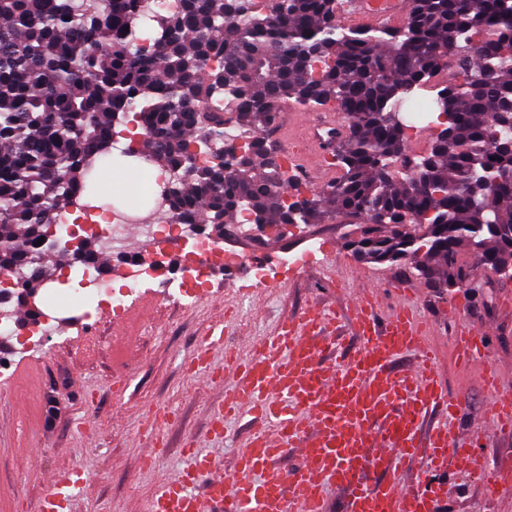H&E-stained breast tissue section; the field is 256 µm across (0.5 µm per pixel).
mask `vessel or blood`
Segmentation results:
<instances>
[{"instance_id":"b4317fda","label":"vessel or blood","mask_w":512,"mask_h":512,"mask_svg":"<svg viewBox=\"0 0 512 512\" xmlns=\"http://www.w3.org/2000/svg\"><path fill=\"white\" fill-rule=\"evenodd\" d=\"M407 0H364L362 15L380 21L405 12ZM316 150L289 155V166L308 177L325 173L328 141L340 133L335 120L304 125ZM404 301L380 315L376 289H362L349 315L361 344L358 358L326 364L315 336L335 333L340 316L315 308L284 316L271 334L255 341L246 355L224 356L223 370L211 354L223 348L224 335L209 331L190 366L202 382L223 383L220 409L210 420L211 440L224 436L228 416L254 421L239 449L236 478L224 475L216 455L187 440L184 464L150 499V512H327L329 493L343 491L346 512H436L448 490L447 466L475 463L487 496L512 488V474L479 462L473 449L455 446L450 421L457 401L448 399L438 380V353L431 327L407 303L408 286H398ZM491 333L486 326H464L453 338L456 361L477 371L491 393V430L512 428V388L503 386L485 355ZM415 355L411 367L394 373L397 361ZM170 415L149 416L143 464L159 462L161 429ZM295 454L294 467L279 466ZM425 461L423 478L405 480L408 465ZM86 480L76 469L49 477L39 512H73Z\"/></svg>"}]
</instances>
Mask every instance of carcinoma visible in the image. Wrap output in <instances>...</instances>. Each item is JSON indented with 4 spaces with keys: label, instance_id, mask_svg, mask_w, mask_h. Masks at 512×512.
Returning <instances> with one entry per match:
<instances>
[{
    "label": "carcinoma",
    "instance_id": "1",
    "mask_svg": "<svg viewBox=\"0 0 512 512\" xmlns=\"http://www.w3.org/2000/svg\"><path fill=\"white\" fill-rule=\"evenodd\" d=\"M0 0V274L27 272L28 297L60 269L55 215L79 204L116 118L135 112L152 141L141 159L175 173L174 224L222 239L239 211L266 224L353 220L344 246L367 264L407 262L446 291L512 267V0H410L401 26H343L340 0H181L136 46L149 0ZM222 59V66L208 67ZM454 61L424 111L452 118L448 138L398 175L406 126L392 114ZM330 107L347 128L340 176L319 187L274 162L268 135L283 106ZM254 133L250 155L200 162L224 123ZM294 200L287 201V189ZM72 264L99 267L92 236Z\"/></svg>",
    "mask_w": 512,
    "mask_h": 512
}]
</instances>
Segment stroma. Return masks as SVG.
Wrapping results in <instances>:
<instances>
[{"instance_id":"35a3bbf8","label":"stroma","mask_w":512,"mask_h":512,"mask_svg":"<svg viewBox=\"0 0 512 512\" xmlns=\"http://www.w3.org/2000/svg\"><path fill=\"white\" fill-rule=\"evenodd\" d=\"M344 223L339 216L300 224L261 249L246 235L225 239L227 251L263 257L264 281L228 288L213 275L186 292L151 278L120 309L105 300L91 316L80 308L55 312L48 342L11 315L12 334L0 347V512H38L46 476L59 468L89 476L76 512H146L154 490L181 467L185 440L209 445L210 414L224 389L200 385L188 365L216 318L227 316L224 338L243 348L270 334L282 315L314 304L346 314L362 288L380 289L381 309L389 311L395 299L388 287L395 283L417 288L413 306L433 327L444 389L461 403L453 441L475 446L488 465L512 470V431L480 438L490 396L452 354L458 325L494 327L488 361L512 385V279L481 273L473 288H425L407 266L367 264L351 255L343 247ZM118 376L127 383L119 396L113 393ZM159 407L174 410L177 419L165 427L164 458L147 468L140 461L143 414ZM438 512H512V491L487 498L476 471H465Z\"/></svg>"}]
</instances>
